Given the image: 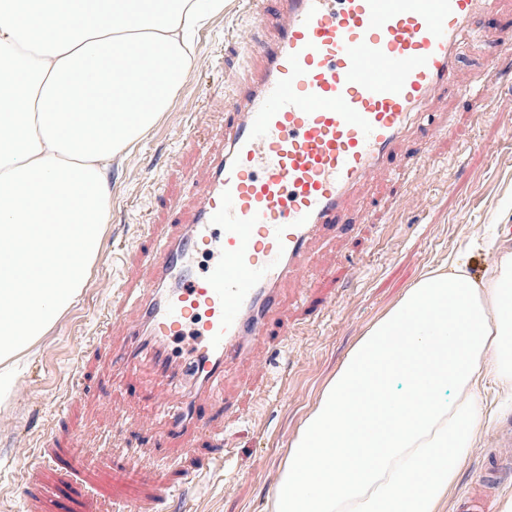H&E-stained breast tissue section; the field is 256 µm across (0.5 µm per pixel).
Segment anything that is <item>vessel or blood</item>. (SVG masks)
<instances>
[{
    "instance_id": "vessel-or-blood-1",
    "label": "vessel or blood",
    "mask_w": 512,
    "mask_h": 512,
    "mask_svg": "<svg viewBox=\"0 0 512 512\" xmlns=\"http://www.w3.org/2000/svg\"><path fill=\"white\" fill-rule=\"evenodd\" d=\"M502 0H257L269 38L246 46L259 64L228 108L220 144L201 169L183 174L190 208L157 225L154 248L124 256L139 270L114 296V330L152 355L160 381L190 378L180 396L159 389L165 434L184 449L208 440L216 453L190 470L182 453L158 475L149 504L116 500L113 512H169L172 491L222 464L213 428L229 410L226 374L249 363L269 338L288 340L276 318L286 286H299L316 241L345 223L354 194L391 171L414 122L441 136L435 104L458 97L488 109L460 82L459 46L481 34L487 55L512 50V23L481 32L475 20L501 14Z\"/></svg>"
}]
</instances>
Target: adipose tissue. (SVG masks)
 Returning a JSON list of instances; mask_svg holds the SVG:
<instances>
[{"mask_svg":"<svg viewBox=\"0 0 512 512\" xmlns=\"http://www.w3.org/2000/svg\"><path fill=\"white\" fill-rule=\"evenodd\" d=\"M224 0H0V397L74 304L112 209L106 174L168 109ZM54 240L57 250L44 249ZM512 390V253L477 285L423 274L303 420L268 512H445Z\"/></svg>","mask_w":512,"mask_h":512,"instance_id":"ef3b65f1","label":"adipose tissue"}]
</instances>
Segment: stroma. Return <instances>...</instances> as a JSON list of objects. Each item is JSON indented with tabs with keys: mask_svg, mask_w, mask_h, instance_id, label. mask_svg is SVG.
Listing matches in <instances>:
<instances>
[{
	"mask_svg": "<svg viewBox=\"0 0 512 512\" xmlns=\"http://www.w3.org/2000/svg\"><path fill=\"white\" fill-rule=\"evenodd\" d=\"M257 28L249 0H224L223 13L196 36L193 68L169 111L129 155L113 163L112 210L92 273L76 304L32 350L15 396L0 403V512H111L113 497L152 494L164 454L152 439L163 432L165 415L146 399L149 378L125 380L122 391H113L124 369L110 347L101 351L111 366L91 378L74 401L72 369L98 348L112 285L125 274L123 247L149 241L150 225L167 221L168 202L186 203L182 173L204 165L197 149L224 126V107L253 65L239 47ZM488 95L491 109L481 115L449 100L450 137L434 140L412 130L400 148L402 159L430 153L436 163L412 179L364 189L348 213L353 230L335 246H314L308 262L327 275L326 285L334 290L331 306L324 314L304 315L295 307V293L285 291L282 316L292 330L288 356L263 379L250 381L245 366L227 377L230 389L251 385V397L224 426L228 474L211 476L187 501L190 512H265L303 419L366 328L423 271L446 264L449 254L459 255L482 283L497 257L512 251V65L493 79ZM126 415L145 422L143 455L131 475L113 466L130 445L117 426ZM63 420L80 435L88 461L66 472L46 463L23 469L22 458ZM508 421L512 408L481 427L458 489L471 487L481 467L512 460Z\"/></svg>",
	"mask_w": 512,
	"mask_h": 512,
	"instance_id": "obj_1",
	"label": "stroma"
}]
</instances>
